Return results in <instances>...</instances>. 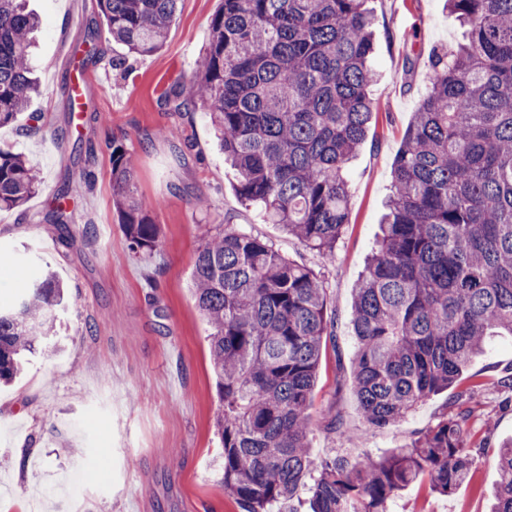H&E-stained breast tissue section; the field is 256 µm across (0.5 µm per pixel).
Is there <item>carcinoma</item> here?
Masks as SVG:
<instances>
[{
	"label": "carcinoma",
	"instance_id": "obj_1",
	"mask_svg": "<svg viewBox=\"0 0 512 512\" xmlns=\"http://www.w3.org/2000/svg\"><path fill=\"white\" fill-rule=\"evenodd\" d=\"M26 0H0V126L26 111L38 85L30 54L39 18ZM179 0H97L110 38L135 57L161 51ZM365 0H224L176 110L207 112L237 193L270 224L325 256L349 216L345 165L376 110L370 88L374 18ZM465 40L431 58L429 91L392 168L378 248L354 288L352 389L368 426L384 428L460 384L491 336H512V0H444ZM41 185L20 153L0 148V210ZM60 189L47 220L70 231ZM112 203L135 253L159 229L135 198L133 162L112 144ZM193 296L209 325L219 402L220 483L241 512H387L401 490L440 495L472 478L480 450L468 414L450 412L401 448L373 459L310 452L311 395L330 335L327 297L309 268L251 234L204 238ZM63 286L37 278L0 309V381L51 340ZM491 512H512V439L496 453Z\"/></svg>",
	"mask_w": 512,
	"mask_h": 512
}]
</instances>
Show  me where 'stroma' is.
I'll return each instance as SVG.
<instances>
[{"label":"stroma","instance_id":"35a3bbf8","mask_svg":"<svg viewBox=\"0 0 512 512\" xmlns=\"http://www.w3.org/2000/svg\"><path fill=\"white\" fill-rule=\"evenodd\" d=\"M28 3L43 20L34 58L41 88L30 104L37 118L0 127V146L23 154L42 186L21 208L0 211V302L15 301L47 266L69 304L54 323L56 346L26 357L16 380L0 385V512H240L216 475L208 325L190 292L198 247L227 226L273 244L326 288L333 336L312 395L313 458L380 456L455 410L449 389L374 429L351 391L353 290L375 247L391 166L428 91L432 52L461 35L443 0H368L377 114L347 166L349 222L331 257L242 203L208 117L175 109L174 93L222 0H181L165 48L143 58L101 31L96 0ZM93 30L96 62L86 59ZM409 57L416 62L410 75ZM116 59L122 67H113ZM76 67L80 111L70 98ZM114 140L132 153L136 197L160 229L148 259L130 249L112 205ZM87 172L94 182L68 201L72 239L61 244L44 215L61 183H80ZM510 367L512 338L498 336L463 375V386L483 388L463 404L470 439L484 449L471 480L447 496L415 483L388 502V512H488L496 450L512 437V392L498 385ZM332 418L340 428L330 434L324 425Z\"/></svg>","mask_w":512,"mask_h":512}]
</instances>
